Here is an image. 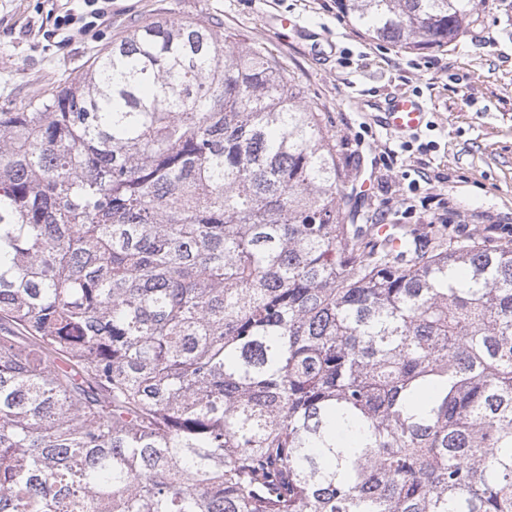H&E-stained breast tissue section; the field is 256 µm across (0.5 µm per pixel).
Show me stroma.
Returning <instances> with one entry per match:
<instances>
[{
    "label": "stroma",
    "mask_w": 512,
    "mask_h": 512,
    "mask_svg": "<svg viewBox=\"0 0 512 512\" xmlns=\"http://www.w3.org/2000/svg\"><path fill=\"white\" fill-rule=\"evenodd\" d=\"M51 7L0 0V112L45 98L134 24L202 16L264 44L303 87L346 189L368 188V198L348 199L360 223L425 231L443 219L455 241L512 239V0H473L462 37L417 53L369 39L336 0H112L109 21L66 40L39 30ZM401 94L421 102L428 122L393 136L382 121Z\"/></svg>",
    "instance_id": "1"
}]
</instances>
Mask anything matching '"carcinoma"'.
<instances>
[{"mask_svg": "<svg viewBox=\"0 0 512 512\" xmlns=\"http://www.w3.org/2000/svg\"><path fill=\"white\" fill-rule=\"evenodd\" d=\"M472 0H338L408 52ZM317 112L206 19L0 112V512H512V239L354 223Z\"/></svg>", "mask_w": 512, "mask_h": 512, "instance_id": "cac0c4a2", "label": "carcinoma"}]
</instances>
